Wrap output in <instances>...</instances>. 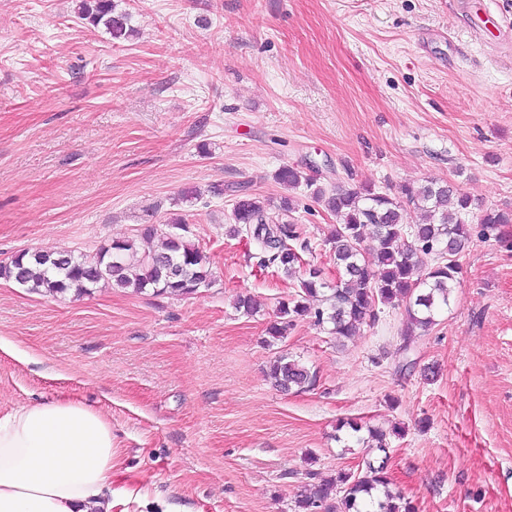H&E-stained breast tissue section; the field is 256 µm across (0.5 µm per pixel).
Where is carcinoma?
Segmentation results:
<instances>
[{"instance_id": "obj_1", "label": "carcinoma", "mask_w": 512, "mask_h": 512, "mask_svg": "<svg viewBox=\"0 0 512 512\" xmlns=\"http://www.w3.org/2000/svg\"><path fill=\"white\" fill-rule=\"evenodd\" d=\"M77 17L103 26L115 40L127 38L132 28L129 14L117 9L116 0H79ZM275 178L289 188L301 183L336 216L326 244L336 266V282L322 276L321 268L303 258L308 244L300 225L271 223L269 202L256 196H239L232 209L230 232L246 233L255 242L260 264L298 280L301 293L279 303V320L268 328L274 340L285 338L297 319L309 316L319 327H329L338 338L359 334L374 323L378 305H402L407 316L404 349L417 335L437 325V316L450 305L461 272L459 258L469 240L468 225L475 222L493 232L512 224V211L470 210L467 195L456 186L431 180L420 186L404 185L401 195L390 197L370 187L326 190L313 176L283 166ZM423 213L424 220L409 225L407 208ZM432 258L433 263L424 262ZM209 258L181 234H167L163 247L138 254L134 241L116 240L92 258L67 250L23 251L0 265V278L38 293L84 295L102 284L141 292L181 296L195 293L211 281ZM320 299L311 308L308 298ZM272 384L285 392L314 386L316 374L286 355L275 357L267 372ZM298 512H415L411 503L391 489L385 463L364 462L358 472L340 470L319 478L296 501Z\"/></svg>"}]
</instances>
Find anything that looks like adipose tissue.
Here are the masks:
<instances>
[{
    "mask_svg": "<svg viewBox=\"0 0 512 512\" xmlns=\"http://www.w3.org/2000/svg\"><path fill=\"white\" fill-rule=\"evenodd\" d=\"M112 426L56 399L0 416V512H112Z\"/></svg>",
    "mask_w": 512,
    "mask_h": 512,
    "instance_id": "1",
    "label": "adipose tissue"
}]
</instances>
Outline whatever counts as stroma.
Here are the masks:
<instances>
[{"instance_id": "1", "label": "stroma", "mask_w": 512, "mask_h": 512, "mask_svg": "<svg viewBox=\"0 0 512 512\" xmlns=\"http://www.w3.org/2000/svg\"><path fill=\"white\" fill-rule=\"evenodd\" d=\"M115 40L75 0H0V264L21 251L137 249L181 217L212 283L177 297L49 295L0 278V415L59 398L112 426V512H298L311 474L386 460L416 512H512V224L472 225L448 310L402 370L405 317L336 342L310 319L268 343L295 281L227 236L237 190L301 224L327 280L336 219L320 185L459 187L512 210V0H118ZM208 26H200V19ZM188 189L198 196L183 201ZM296 210L285 215L282 198ZM259 299L253 316L237 294ZM287 355L317 375L283 393ZM386 430L388 456L349 424Z\"/></svg>"}]
</instances>
